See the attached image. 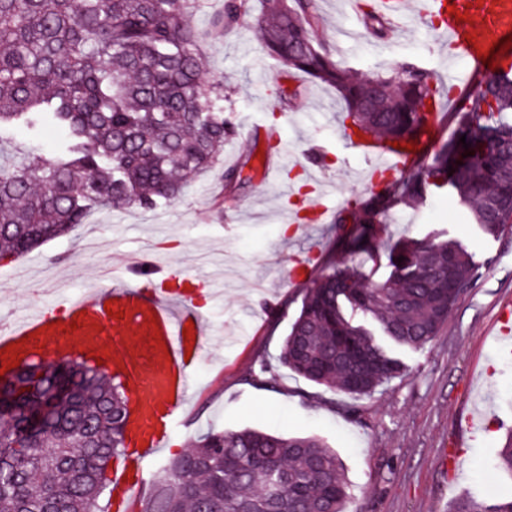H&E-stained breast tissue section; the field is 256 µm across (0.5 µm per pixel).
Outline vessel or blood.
I'll list each match as a JSON object with an SVG mask.
<instances>
[{"label": "vessel or blood", "mask_w": 512, "mask_h": 512, "mask_svg": "<svg viewBox=\"0 0 512 512\" xmlns=\"http://www.w3.org/2000/svg\"><path fill=\"white\" fill-rule=\"evenodd\" d=\"M380 13L419 26L436 19V34L451 58L482 68L481 53L512 33V0H419L409 11L405 0H375ZM464 22H457V15ZM370 162L367 184L403 178L415 155L373 138L351 139ZM65 314L40 309L0 322V368L14 354L59 360L80 353L102 355L125 378L131 392L128 448L112 471L113 506L128 505L144 481L145 467L163 450L186 402V377L207 348L201 313L188 299L165 288L113 284L95 299L73 296ZM138 341L129 344L128 334Z\"/></svg>", "instance_id": "vessel-or-blood-1"}]
</instances>
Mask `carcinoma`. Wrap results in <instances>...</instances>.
<instances>
[{"label": "carcinoma", "mask_w": 512, "mask_h": 512, "mask_svg": "<svg viewBox=\"0 0 512 512\" xmlns=\"http://www.w3.org/2000/svg\"><path fill=\"white\" fill-rule=\"evenodd\" d=\"M264 2L257 32L270 55L335 89L352 131L403 143L427 137L426 157L407 177L336 213L341 255L378 258L388 212L448 190L485 235L512 228V66L469 88L445 139L429 110L445 100L431 70L402 60L354 76L315 38L313 0ZM195 4L0 0V134L17 124L57 134L46 153L0 161V260L70 232L93 207L174 201L218 160L234 127L224 83L206 80L205 34L186 22ZM249 10V0H228L214 26L229 31ZM387 258L381 280L341 262L312 281L283 340V366L353 398L405 375L356 316L418 348L478 266L435 237L404 240ZM0 391V512H99L108 464L126 449L122 383L78 357L28 361L3 374ZM494 467L512 475V434ZM347 498L342 465L319 438L244 428L209 431L168 459L139 512H344ZM452 512H512V495L462 498Z\"/></svg>", "instance_id": "obj_1"}]
</instances>
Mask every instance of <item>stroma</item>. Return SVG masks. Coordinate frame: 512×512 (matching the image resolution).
Returning <instances> with one entry per match:
<instances>
[{
    "label": "stroma",
    "mask_w": 512,
    "mask_h": 512,
    "mask_svg": "<svg viewBox=\"0 0 512 512\" xmlns=\"http://www.w3.org/2000/svg\"><path fill=\"white\" fill-rule=\"evenodd\" d=\"M344 0H315V33L336 61L356 73L410 60L448 82L453 70L430 26L400 31L394 20L376 35L365 16L348 18ZM225 0H200L188 20L208 35L202 46L211 77L223 80L224 108L235 131L206 174L172 202L150 210L94 208L84 224L28 253L0 260V314L20 318L43 303V281L57 277L58 297L94 294L96 274H122L128 257L159 266L173 279L217 284L204 314L209 351L188 378L186 425L162 459L149 463L157 479L163 459L182 453L209 431L256 428L284 436H315L333 449L348 482L347 512H450L464 495L512 492V476L490 465L512 432V355L497 336L503 306H512V232L484 235L465 217L453 193L434 196L423 211L391 212L381 241L428 233L462 243L479 275L466 288L437 336L406 349L408 371L382 391L351 398L315 385L278 361L290 317L301 306L293 263L316 249L314 275L339 260L334 223L315 222L305 209L322 189L341 209L365 197L369 161L344 141L333 89L290 74L270 57L254 30L263 0H251L231 33L212 22ZM299 88L280 101L276 85ZM244 165L249 182L225 187L224 175ZM273 368L269 382L252 380L257 356ZM478 431L465 422L476 411Z\"/></svg>",
    "instance_id": "1"
}]
</instances>
